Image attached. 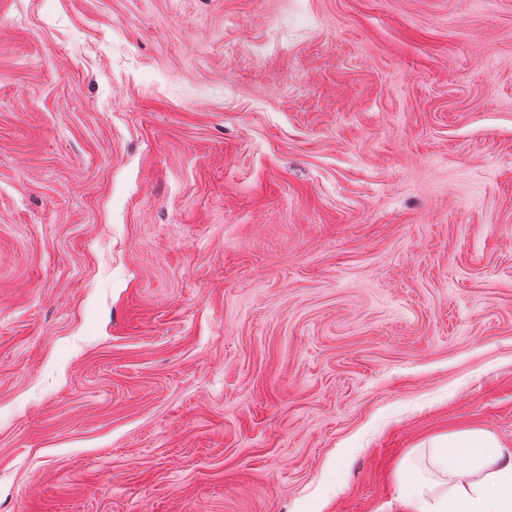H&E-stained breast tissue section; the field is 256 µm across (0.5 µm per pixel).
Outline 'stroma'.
<instances>
[{
	"mask_svg": "<svg viewBox=\"0 0 512 512\" xmlns=\"http://www.w3.org/2000/svg\"><path fill=\"white\" fill-rule=\"evenodd\" d=\"M512 455V0H0V512H403ZM499 448L483 431L436 440L430 458L448 481L405 469L400 490L407 512H512V458L504 460Z\"/></svg>",
	"mask_w": 512,
	"mask_h": 512,
	"instance_id": "stroma-1",
	"label": "stroma"
}]
</instances>
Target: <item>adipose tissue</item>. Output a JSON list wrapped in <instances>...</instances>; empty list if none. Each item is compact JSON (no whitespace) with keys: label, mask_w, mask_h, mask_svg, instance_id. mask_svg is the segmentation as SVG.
Instances as JSON below:
<instances>
[{"label":"adipose tissue","mask_w":512,"mask_h":512,"mask_svg":"<svg viewBox=\"0 0 512 512\" xmlns=\"http://www.w3.org/2000/svg\"><path fill=\"white\" fill-rule=\"evenodd\" d=\"M430 458L447 480L403 471L400 490L407 512H512V458H503L490 434L442 437L434 442Z\"/></svg>","instance_id":"1"}]
</instances>
